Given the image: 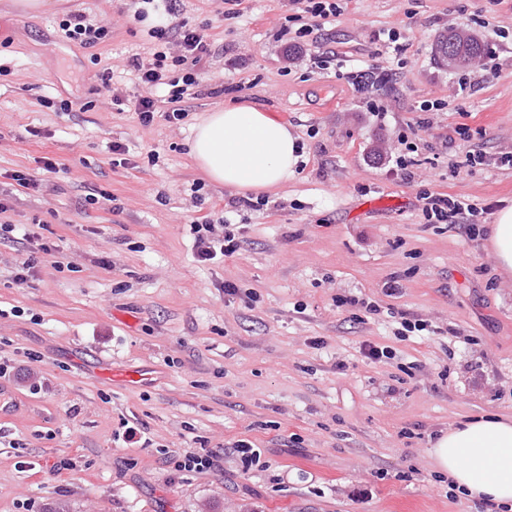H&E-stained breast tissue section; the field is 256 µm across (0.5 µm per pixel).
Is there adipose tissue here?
I'll return each mask as SVG.
<instances>
[{
    "label": "adipose tissue",
    "mask_w": 512,
    "mask_h": 512,
    "mask_svg": "<svg viewBox=\"0 0 512 512\" xmlns=\"http://www.w3.org/2000/svg\"><path fill=\"white\" fill-rule=\"evenodd\" d=\"M190 149L212 182L240 191L278 187L300 160L297 138L286 125L245 106L206 113L194 127ZM430 454L456 488L512 505V419L486 415L449 428Z\"/></svg>",
    "instance_id": "1"
}]
</instances>
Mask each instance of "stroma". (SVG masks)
I'll use <instances>...</instances> for the list:
<instances>
[{
    "instance_id": "35a3bbf8",
    "label": "stroma",
    "mask_w": 512,
    "mask_h": 512,
    "mask_svg": "<svg viewBox=\"0 0 512 512\" xmlns=\"http://www.w3.org/2000/svg\"><path fill=\"white\" fill-rule=\"evenodd\" d=\"M339 4L302 38L289 0H182L211 52L184 123L163 119L161 98L144 127L130 62L149 60L156 12L0 0V198L30 231L0 236V512H495L449 498L429 450L467 418H512V275L488 241L512 205V0ZM75 11L108 19L111 37L64 39ZM451 29L486 54L439 65ZM368 66L388 81L359 88L350 74ZM229 105L290 126L303 156L259 206L232 211L234 190L188 151L194 125ZM116 143L127 164L113 165ZM429 192L472 209L426 223ZM208 212L242 248L203 263L192 219ZM406 319L424 331L398 338ZM369 343L392 358H367ZM131 367L149 381L112 379ZM240 440L258 462L243 464ZM188 451L218 463L175 471Z\"/></svg>"
}]
</instances>
